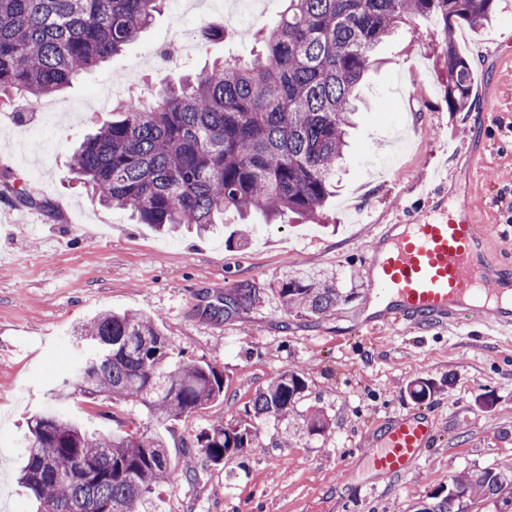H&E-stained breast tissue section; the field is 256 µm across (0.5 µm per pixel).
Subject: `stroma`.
<instances>
[{
  "label": "stroma",
  "mask_w": 512,
  "mask_h": 512,
  "mask_svg": "<svg viewBox=\"0 0 512 512\" xmlns=\"http://www.w3.org/2000/svg\"><path fill=\"white\" fill-rule=\"evenodd\" d=\"M284 8L285 0H258L247 24L230 26L224 0H167L139 40L92 79H75L35 104L0 105V183L36 199L25 206L13 194L0 197V512H36L18 483L26 421L48 407V390L78 358L77 323L107 310L158 315L177 352L224 371L223 399L166 432L178 482L158 488L146 512H412L453 475L512 460V335H496L470 314L450 328H393L375 337L362 329L369 306L363 264L378 226L406 223L431 200L467 193L479 230L492 233L502 262L512 265V0H497L486 27L454 29L472 69L467 111L448 109L432 23L379 46L382 63L360 93L389 109L356 114L336 192L316 221L268 224L253 216L249 244L240 248L236 225L202 237L188 227L161 234L70 183L74 144L112 118L109 93L143 89L155 99L225 55L249 56ZM212 29L228 35L210 39ZM186 39L197 45L192 56L154 52ZM488 94L496 100L490 113ZM477 151L493 155L489 172L471 169ZM303 271L332 275L345 302L320 317L284 311L277 285ZM242 281L260 288V301L225 318L224 291ZM291 367L307 389L288 417L260 423L258 450L206 463L191 446L195 436L242 415ZM421 379L437 392L419 404L409 387ZM416 407L435 422V451L402 477L374 476L356 459L358 443L377 421ZM317 410L330 422L321 434L309 430ZM63 412L98 430L116 418L147 422L144 408L104 397H75ZM348 463L355 472L343 494L336 480Z\"/></svg>",
  "instance_id": "35a3bbf8"
}]
</instances>
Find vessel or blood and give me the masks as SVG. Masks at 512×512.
<instances>
[{
    "label": "vessel or blood",
    "instance_id": "b4317fda",
    "mask_svg": "<svg viewBox=\"0 0 512 512\" xmlns=\"http://www.w3.org/2000/svg\"><path fill=\"white\" fill-rule=\"evenodd\" d=\"M367 263L377 307L365 321L368 329L394 320L443 325L466 307L487 314L491 329L512 334V269L498 267L467 199L436 202L413 214L400 233L381 229ZM433 438L428 415L410 409L376 426L362 454L375 472L395 478L423 457Z\"/></svg>",
    "mask_w": 512,
    "mask_h": 512
}]
</instances>
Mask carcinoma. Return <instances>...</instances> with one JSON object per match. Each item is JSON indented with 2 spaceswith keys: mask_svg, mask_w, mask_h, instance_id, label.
Returning <instances> with one entry per match:
<instances>
[{
  "mask_svg": "<svg viewBox=\"0 0 512 512\" xmlns=\"http://www.w3.org/2000/svg\"><path fill=\"white\" fill-rule=\"evenodd\" d=\"M166 0H0V102L30 103L54 94L136 42ZM288 7L244 59L229 57L147 104L112 108L117 119L88 134L70 171L106 207L131 211L138 224L169 232L181 224L205 231L224 216L261 213L272 224L294 214L314 219L331 195L347 146L357 89L378 63L376 48L415 20L434 22L448 68V110L470 106V65L453 41L454 26L478 27L495 0H287ZM240 282L224 293L228 319L259 300ZM285 311L326 315L345 297L328 280L284 279ZM76 333L87 355L49 391L62 403L79 393L145 408L168 428L224 398V371L174 352L159 319L104 311ZM303 374L288 369L259 391L245 417L217 423L193 444L213 466L256 449L257 425L285 418L303 396ZM109 433H89L56 411L28 423L20 482L37 512H142L153 490L174 485L166 440L113 419ZM512 492V466L460 472L427 495L416 512H467Z\"/></svg>",
  "mask_w": 512,
  "mask_h": 512,
  "instance_id": "obj_1",
  "label": "carcinoma"
}]
</instances>
